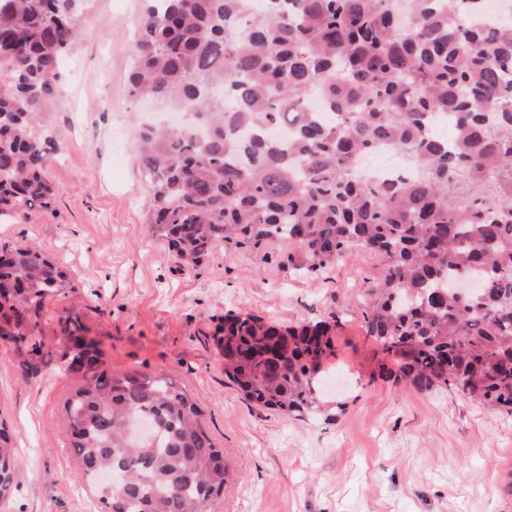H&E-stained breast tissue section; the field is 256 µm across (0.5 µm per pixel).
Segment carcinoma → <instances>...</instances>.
Returning <instances> with one entry per match:
<instances>
[{
    "instance_id": "obj_1",
    "label": "carcinoma",
    "mask_w": 512,
    "mask_h": 512,
    "mask_svg": "<svg viewBox=\"0 0 512 512\" xmlns=\"http://www.w3.org/2000/svg\"><path fill=\"white\" fill-rule=\"evenodd\" d=\"M85 0H0V219L50 209L45 172L58 150L48 111ZM128 76L131 96L189 112L188 127L136 125L153 232L199 263L290 245L279 265L325 272L353 250L375 253L380 283L368 335L420 390L443 387L512 415V26L455 17L466 0H415L401 29L387 0H143ZM318 90L342 119L305 112ZM451 115L456 142L435 133ZM292 127L286 139L276 136ZM381 144L414 173L366 180L359 158ZM478 275L465 296L455 285ZM73 289L29 246L0 245V333L27 375L68 362L83 373L67 400L68 437L110 512H205L226 466L202 402L162 372L100 369L102 342L83 315L37 333L48 298ZM280 327L224 315L214 342L224 376L250 403L290 416L325 411L321 366L336 351L324 324ZM20 461L0 420V497Z\"/></svg>"
}]
</instances>
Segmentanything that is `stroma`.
Wrapping results in <instances>:
<instances>
[{"label":"stroma","instance_id":"35a3bbf8","mask_svg":"<svg viewBox=\"0 0 512 512\" xmlns=\"http://www.w3.org/2000/svg\"><path fill=\"white\" fill-rule=\"evenodd\" d=\"M142 5L86 0L53 109L65 130L46 170L55 211L0 223V244L32 247L70 276L72 291L46 302L43 336L54 337L63 311L78 310L103 342L105 370L161 371L200 398L227 471L213 512H512V416L443 388L380 377V347L363 319L381 273L377 255L357 251L325 273L302 275L250 251L225 258L219 246L188 265L154 235L128 84L130 19ZM229 312L330 324L336 355L323 367L320 393L344 402L335 422L290 419L243 400L212 338ZM81 383L60 368L24 378L0 344V419L23 463L0 512H108L66 439L65 403Z\"/></svg>","mask_w":512,"mask_h":512}]
</instances>
